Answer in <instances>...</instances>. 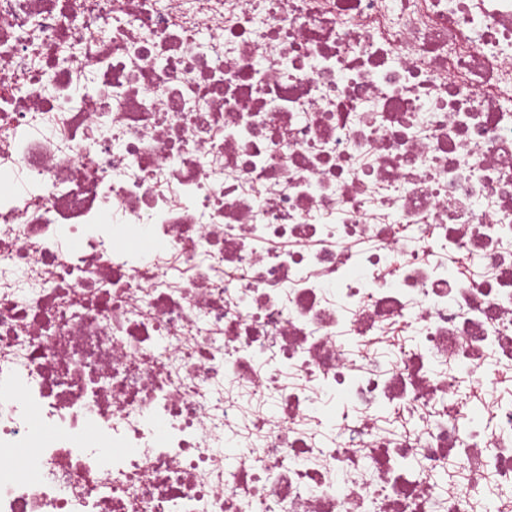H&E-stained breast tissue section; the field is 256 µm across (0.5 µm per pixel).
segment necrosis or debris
<instances>
[{
    "instance_id": "necrosis-or-debris-1",
    "label": "necrosis or debris",
    "mask_w": 512,
    "mask_h": 512,
    "mask_svg": "<svg viewBox=\"0 0 512 512\" xmlns=\"http://www.w3.org/2000/svg\"><path fill=\"white\" fill-rule=\"evenodd\" d=\"M0 512H512V0H0Z\"/></svg>"
}]
</instances>
